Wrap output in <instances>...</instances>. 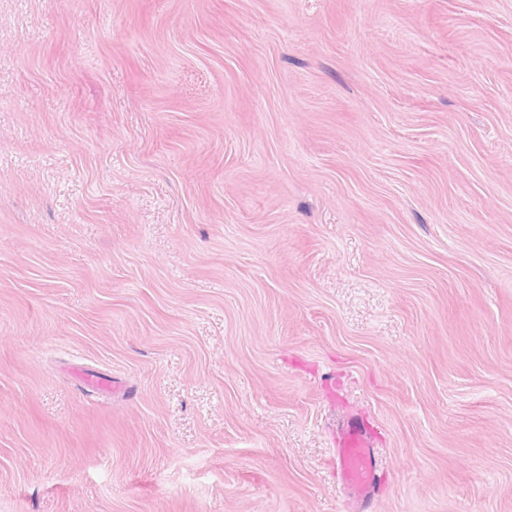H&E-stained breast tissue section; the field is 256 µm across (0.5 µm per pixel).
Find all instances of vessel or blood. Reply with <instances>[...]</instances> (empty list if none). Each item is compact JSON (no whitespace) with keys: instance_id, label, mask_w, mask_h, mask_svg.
<instances>
[{"instance_id":"b4317fda","label":"vessel or blood","mask_w":512,"mask_h":512,"mask_svg":"<svg viewBox=\"0 0 512 512\" xmlns=\"http://www.w3.org/2000/svg\"><path fill=\"white\" fill-rule=\"evenodd\" d=\"M332 465L353 512H371L379 489L380 461L364 425L348 423L342 427Z\"/></svg>"}]
</instances>
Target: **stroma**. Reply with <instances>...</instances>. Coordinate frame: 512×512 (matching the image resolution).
I'll use <instances>...</instances> for the list:
<instances>
[{
  "instance_id": "1",
  "label": "stroma",
  "mask_w": 512,
  "mask_h": 512,
  "mask_svg": "<svg viewBox=\"0 0 512 512\" xmlns=\"http://www.w3.org/2000/svg\"><path fill=\"white\" fill-rule=\"evenodd\" d=\"M350 416L512 512V0H0V512H346Z\"/></svg>"
}]
</instances>
